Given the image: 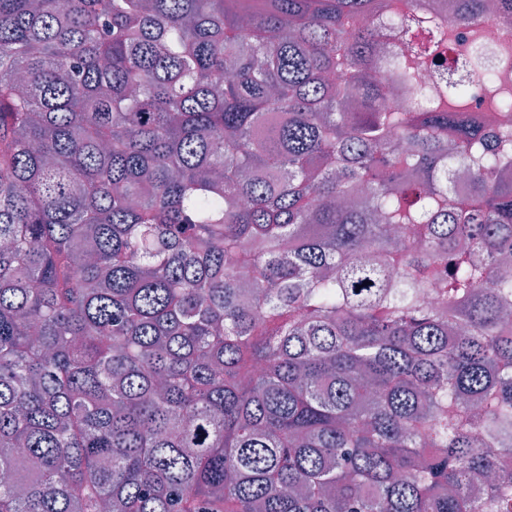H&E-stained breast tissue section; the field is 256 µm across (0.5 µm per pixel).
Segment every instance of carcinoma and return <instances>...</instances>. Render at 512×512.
I'll return each instance as SVG.
<instances>
[{"instance_id": "carcinoma-1", "label": "carcinoma", "mask_w": 512, "mask_h": 512, "mask_svg": "<svg viewBox=\"0 0 512 512\" xmlns=\"http://www.w3.org/2000/svg\"><path fill=\"white\" fill-rule=\"evenodd\" d=\"M377 8L0 0V512H512V126ZM407 38V29L380 26L379 55L385 57L403 49ZM459 76H463L470 86L473 96L472 105L476 107L480 93L478 73L470 66L468 60L465 58L458 59L455 63L448 66V68L428 67L422 71L419 79L424 86L439 92L443 89L448 79Z\"/></svg>"}]
</instances>
